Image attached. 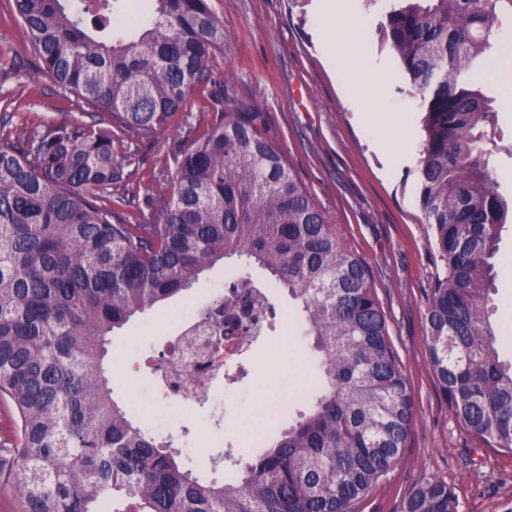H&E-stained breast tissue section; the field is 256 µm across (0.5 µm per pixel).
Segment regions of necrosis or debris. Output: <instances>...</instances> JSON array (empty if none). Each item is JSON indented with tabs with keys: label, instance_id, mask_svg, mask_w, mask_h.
Here are the masks:
<instances>
[{
	"label": "necrosis or debris",
	"instance_id": "1",
	"mask_svg": "<svg viewBox=\"0 0 512 512\" xmlns=\"http://www.w3.org/2000/svg\"><path fill=\"white\" fill-rule=\"evenodd\" d=\"M224 308L234 321L219 337L198 332L195 321L185 312L175 314L180 332L159 376V390L168 406L176 408L215 397L223 391L235 357L265 336L266 313L253 297L230 298Z\"/></svg>",
	"mask_w": 512,
	"mask_h": 512
}]
</instances>
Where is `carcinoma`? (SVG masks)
I'll return each mask as SVG.
<instances>
[{
    "label": "carcinoma",
    "mask_w": 512,
    "mask_h": 512,
    "mask_svg": "<svg viewBox=\"0 0 512 512\" xmlns=\"http://www.w3.org/2000/svg\"><path fill=\"white\" fill-rule=\"evenodd\" d=\"M7 0L42 70L100 122L0 126V401L14 412V512H356L395 466L415 399L366 261L254 116L227 104L184 155L155 224L112 207L114 140L166 129L224 53L211 0ZM380 11L421 112L419 205L442 271L426 351L459 425L512 453V364L491 319L512 195L489 165L497 126L481 74L512 0H363ZM222 261L235 287L296 302L319 353L314 391L232 482L186 467L112 397L110 336ZM270 274L256 283L251 270ZM402 512H458L421 479Z\"/></svg>",
    "instance_id": "1"
}]
</instances>
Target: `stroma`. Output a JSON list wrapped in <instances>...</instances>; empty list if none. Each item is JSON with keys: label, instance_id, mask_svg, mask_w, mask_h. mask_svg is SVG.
<instances>
[{"label": "stroma", "instance_id": "stroma-1", "mask_svg": "<svg viewBox=\"0 0 512 512\" xmlns=\"http://www.w3.org/2000/svg\"><path fill=\"white\" fill-rule=\"evenodd\" d=\"M323 0H211L224 22L227 49L212 58L208 77L224 80L274 138L300 182L368 263L393 343L401 355L415 397V419L399 463L363 500L357 512H401L422 478L444 481L459 500V512H512V453L490 447L463 430L443 398L425 347V313L437 258L431 229L418 202L420 115L390 48L381 42L380 16L361 0H344L333 18ZM379 72L385 91L347 94L358 74ZM489 95L500 99L497 149L490 157L497 185L512 193V91L491 80ZM72 97L40 71L15 24L0 21V125L36 119L74 118ZM384 112V125H364L357 112ZM216 112L207 95L194 93L165 131L115 141L127 212L154 224L158 212L149 197L174 175L206 123ZM493 321L512 310V228L499 244ZM182 298L152 308L130 322L112 343L116 397L131 403L139 424L158 441H173L187 466L223 479L239 470L263 446L249 433L246 417L258 399L278 395L279 420H294L307 391L296 381L312 370L307 341L295 322L274 321L267 336L241 358L230 388L215 400L175 410V427L161 420L167 406L157 387L160 368L172 348L171 316Z\"/></svg>", "mask_w": 512, "mask_h": 512}]
</instances>
